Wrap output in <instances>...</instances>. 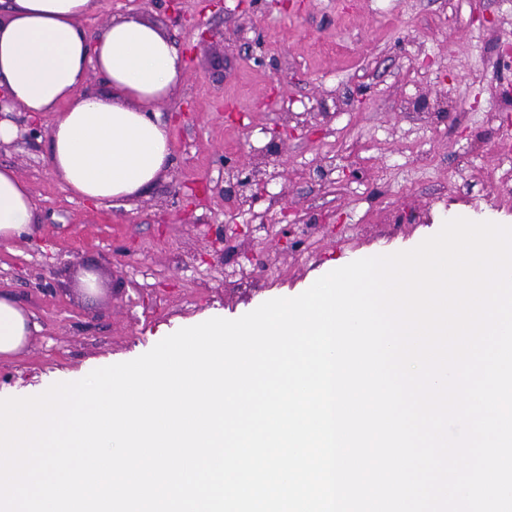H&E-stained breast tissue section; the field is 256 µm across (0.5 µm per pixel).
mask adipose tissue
<instances>
[{
    "mask_svg": "<svg viewBox=\"0 0 512 512\" xmlns=\"http://www.w3.org/2000/svg\"><path fill=\"white\" fill-rule=\"evenodd\" d=\"M98 0H0V111L52 115L50 163L76 196L111 206L147 191L172 164L156 117L178 90L185 60L170 38L139 17L112 20L88 37L82 18ZM96 70L109 91L85 88ZM36 208L25 181L0 167V243L30 235ZM28 313L0 295V356L31 334Z\"/></svg>",
    "mask_w": 512,
    "mask_h": 512,
    "instance_id": "adipose-tissue-1",
    "label": "adipose tissue"
}]
</instances>
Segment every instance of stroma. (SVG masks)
Returning <instances> with one entry per match:
<instances>
[{"mask_svg": "<svg viewBox=\"0 0 512 512\" xmlns=\"http://www.w3.org/2000/svg\"><path fill=\"white\" fill-rule=\"evenodd\" d=\"M126 16L157 24L185 56L179 93L158 106L173 165L147 192L97 207L53 172L49 117L9 113L39 130L0 143L38 222L0 244V292L42 330L0 361L1 395L298 296L456 217L512 226V163L496 149L512 130V0H99L83 26L94 36ZM241 168L266 174L244 207L224 197ZM90 270L93 294L81 286Z\"/></svg>", "mask_w": 512, "mask_h": 512, "instance_id": "stroma-1", "label": "stroma"}]
</instances>
